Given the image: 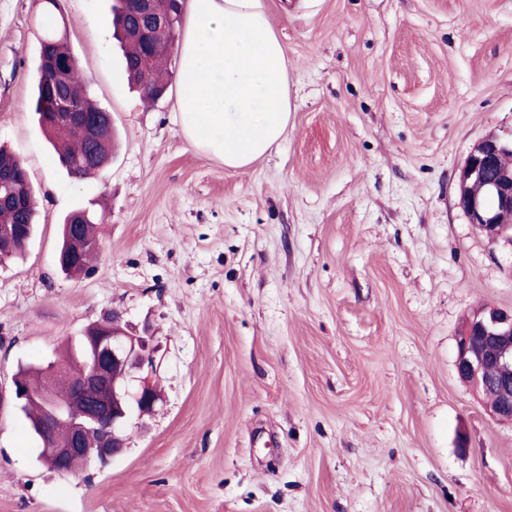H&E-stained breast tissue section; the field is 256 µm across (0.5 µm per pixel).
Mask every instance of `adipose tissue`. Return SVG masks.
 I'll return each mask as SVG.
<instances>
[{
	"label": "adipose tissue",
	"mask_w": 512,
	"mask_h": 512,
	"mask_svg": "<svg viewBox=\"0 0 512 512\" xmlns=\"http://www.w3.org/2000/svg\"><path fill=\"white\" fill-rule=\"evenodd\" d=\"M179 51L191 145L235 169L277 145L290 114L288 61L259 0H187Z\"/></svg>",
	"instance_id": "1"
}]
</instances>
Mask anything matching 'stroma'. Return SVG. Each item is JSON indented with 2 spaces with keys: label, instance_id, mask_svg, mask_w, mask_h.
Listing matches in <instances>:
<instances>
[{
  "label": "stroma",
  "instance_id": "35a3bbf8",
  "mask_svg": "<svg viewBox=\"0 0 512 512\" xmlns=\"http://www.w3.org/2000/svg\"><path fill=\"white\" fill-rule=\"evenodd\" d=\"M0 0V143L38 225L0 264V391L108 314L151 326L158 412L66 476L0 407V512H512V423L456 373L484 306L512 310V237L456 204L488 131L512 135V0H261L288 60L279 145L241 169L193 147L180 88L145 103L112 0ZM65 25L115 152L60 168L29 102ZM104 212L99 257L56 265L60 225Z\"/></svg>",
  "mask_w": 512,
  "mask_h": 512
}]
</instances>
